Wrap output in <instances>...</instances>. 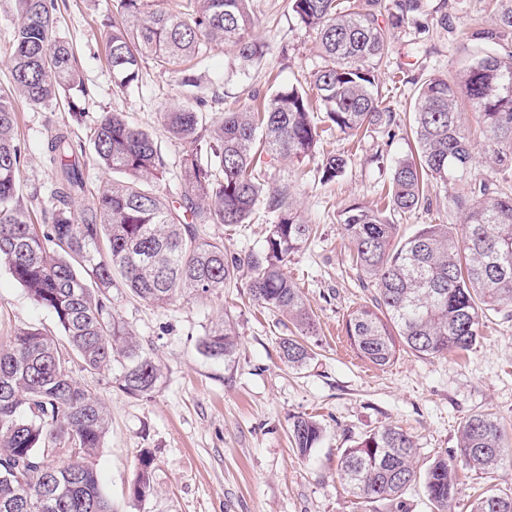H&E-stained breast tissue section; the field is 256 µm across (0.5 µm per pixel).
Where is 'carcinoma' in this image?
I'll return each mask as SVG.
<instances>
[{
	"mask_svg": "<svg viewBox=\"0 0 512 512\" xmlns=\"http://www.w3.org/2000/svg\"><path fill=\"white\" fill-rule=\"evenodd\" d=\"M13 84L0 88V263L32 302L53 314L67 340L37 327L0 339V512H112L96 472L82 467L102 447L108 430L105 405L70 374L71 356L92 371H111L124 394L148 398L161 368L114 312L109 295L125 288L143 301L167 305L178 296L207 301L245 282L262 308L281 314L295 333L279 338L281 360L300 368L311 359L305 337L315 319L300 288L288 277V257L312 236L289 185L266 180L281 160L301 168L316 160L323 133L360 139L395 123L379 95L376 70L394 30L418 22L425 0H289L297 22L315 34L322 65L313 74L320 121L311 98L281 84L251 104L211 112L213 101L190 93L161 116L170 137L184 144V193L160 195L161 153L148 131L121 112H106L93 129L98 165L112 182L91 191L84 178L85 150L71 123L82 114L76 99L84 80L70 43L57 36L58 0H13ZM250 0H183L178 10L157 0H113L105 33L113 86L139 82L145 65L176 72L215 44L245 70L265 54L252 34ZM491 25L470 35L483 45L459 73L434 75L418 87L412 105L415 152L390 164L387 202H353L338 212L370 298L354 307L345 334L355 352L385 367L400 353L430 359L468 351L482 335L483 318L512 311V0H491ZM69 100L70 121L47 136L45 157L53 177L44 224L21 204L24 157L16 136L15 99L47 107ZM474 114L471 127L460 110ZM482 159L494 173L477 170ZM348 158L329 154L317 164L320 180L344 176ZM439 187L431 195L429 184ZM447 205L453 224H421L402 237L396 214ZM272 213L259 253L230 254L224 241L206 238L202 224H248L258 208ZM202 352L228 363L238 332L222 318L199 342ZM324 430L298 416L291 438L302 457ZM67 441L71 458L51 455ZM491 474L512 467V447L497 420L477 413L461 425L457 456L419 466L412 436L400 428L365 435L343 450L337 471L365 502L395 501L421 482L432 512H454L457 463ZM134 498L154 492L152 459L142 454ZM469 512H512V494L491 490Z\"/></svg>",
	"mask_w": 512,
	"mask_h": 512,
	"instance_id": "carcinoma-1",
	"label": "carcinoma"
}]
</instances>
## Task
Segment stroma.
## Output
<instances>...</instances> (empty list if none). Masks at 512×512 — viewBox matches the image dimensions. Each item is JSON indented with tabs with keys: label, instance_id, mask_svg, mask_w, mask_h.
Here are the masks:
<instances>
[{
	"label": "stroma",
	"instance_id": "obj_1",
	"mask_svg": "<svg viewBox=\"0 0 512 512\" xmlns=\"http://www.w3.org/2000/svg\"><path fill=\"white\" fill-rule=\"evenodd\" d=\"M250 11L255 35L268 45L266 54L241 73L231 71L227 49L213 47L192 69L200 93L243 103L254 91L305 83L320 65L313 34L289 12L287 0H251ZM111 13L110 0H65L58 15L57 31L72 42L87 90L78 100L84 117L73 125V135L92 149L91 131L102 114L124 113L158 140L164 169L157 188L169 199L179 198L184 147L167 137L160 116L182 102L181 78L149 65L137 84L114 95L102 27ZM490 22L487 0H426L418 25L394 34L378 67V87L401 126L396 137L376 133L356 146L340 132L325 135L321 152L351 157L346 174L332 183H321L311 164L301 173L283 162L271 169L272 178L289 183L306 220L317 227L315 239L286 266L317 322L306 365L292 369L280 360L277 342L287 335L288 322L259 307L247 288H225L208 302L184 296L163 307L112 289L117 313L163 369L152 396L137 399L118 391L111 373L91 372L80 359L70 360L74 378L111 413L104 446L90 464L112 512H431L418 484L404 494L403 507L387 501L362 505L337 472L339 456L353 441L387 426L413 436L421 461L450 456L462 421L473 413L492 414L512 437V316L489 315L482 338L463 356L404 354L383 368L370 364L357 356L344 331L347 314L370 291L362 286L338 222L344 204L372 202L387 186L390 171L378 168L375 153L393 159L413 150L409 106L419 85L431 75L460 71L462 32ZM16 112L25 154L19 195L38 214L51 189L45 140L69 115L21 99ZM271 221L261 209L250 223L205 224L201 232L223 239L228 251L258 252ZM222 315L234 319L241 340L228 364L199 348L211 320ZM21 326L52 330L56 321L1 265L0 336ZM301 415L324 428L320 444L306 458L298 456L290 437L292 422ZM145 449L154 459L155 492L138 501L130 488ZM458 477L464 504L490 487L512 492V468L491 480L462 465Z\"/></svg>",
	"mask_w": 512,
	"mask_h": 512
}]
</instances>
